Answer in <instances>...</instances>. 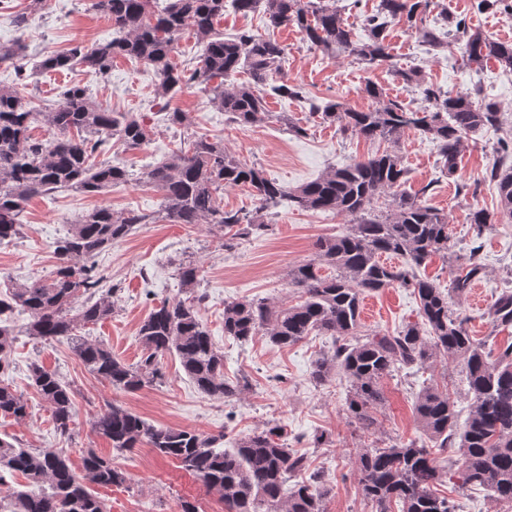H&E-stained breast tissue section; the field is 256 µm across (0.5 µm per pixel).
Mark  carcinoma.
Returning a JSON list of instances; mask_svg holds the SVG:
<instances>
[{
	"mask_svg": "<svg viewBox=\"0 0 512 512\" xmlns=\"http://www.w3.org/2000/svg\"><path fill=\"white\" fill-rule=\"evenodd\" d=\"M243 14L262 12L274 28L292 26L310 47L329 56L347 54L367 62L389 58L386 29L404 21L421 43L442 50L459 44L470 65L493 61L512 72V43L468 26L463 17L447 18L448 28L426 23L433 0H378L364 16V37L336 7V0H93L92 7L108 17L117 37L87 49L77 43L65 53L42 60L39 68L54 71L79 66L92 77H104L117 57L141 60L159 77L158 93L167 96L195 85L211 88L213 100L239 126H252L269 116L260 87L281 70L287 48L275 39L242 31L224 39L215 21L226 5ZM478 11L512 15L505 0H476ZM192 31L203 45L190 71L173 61L182 34ZM0 52V66H14L18 83L0 86V244L20 234L21 214L38 195L75 189L100 193L128 181V172L111 164L95 166L92 155L102 138H118L131 149L151 140L152 129L127 112H113L96 103L88 88L67 86L59 104L39 111L26 99L25 77L18 65L19 50ZM249 68L251 83L226 86L240 69ZM391 76L417 89L430 107L413 109L387 97L385 89L368 81L364 92L375 102L366 111L344 109L334 102L315 105L325 123L337 124L358 138L382 141L388 148L334 168L322 177L290 191L268 178L263 169L247 165L224 150L220 140L200 136L188 148L144 172L143 179L159 189V215L129 210L117 214L108 207L79 216L54 245L57 267L48 279L9 283L0 293V314L17 311L26 322L17 329L0 327V374L9 367L15 338L30 336L45 342L65 341L90 372L112 387L137 391L161 377V358L175 353L185 374L204 394L229 401L242 385L224 379V353L215 345L200 315L201 270L181 263L178 278L184 298L163 301L138 328L144 348L139 363L127 364L103 342L78 334L88 324L111 317L115 286L103 288L93 259L124 240L135 226L161 218L172 224H212L226 235L261 234L266 224L254 215L226 210L218 200L225 187L246 186L260 207L287 201L300 210L329 212L351 218L350 228L316 242L315 258L288 270L287 287L299 301L279 306L266 300L238 299L224 303V335L247 342L263 333L275 345H295L313 333L331 336V350L313 364L310 377L321 386L340 370L350 382L345 402L347 418L363 431L377 423L374 411L382 404L381 381L402 370L418 372L439 356L457 361L471 395L465 420L447 389L422 388L414 414L419 435L400 445L363 448L357 458V479L364 499L375 512H458V503L440 495L435 486L456 467L461 486L480 487L497 503L512 504V343L498 353L486 341L470 335L467 318L450 310L448 294L415 269L432 257L448 256V216L426 203L427 188L410 194L402 190L408 170L398 153L402 138L416 131L436 143L441 173L457 174L472 134L502 124L501 110L492 100H478L472 91L442 93L425 83L422 71L394 70ZM219 80L211 85L213 80ZM42 122L50 138L33 137ZM486 176L498 189L497 213L477 208L469 221L475 238L499 219L512 221V163L493 165ZM392 196L391 208L376 213L374 201ZM403 259L399 266L380 260L381 254ZM331 273L322 274L323 268ZM483 274L473 250L457 265L450 291L461 297ZM411 288L419 300V320L389 333H361L364 297L383 288ZM84 303L74 307L79 297ZM494 330L512 328V290L507 288L490 308ZM31 379L51 409L55 430L65 436L75 424L71 389L58 374L34 362ZM26 400L0 385V416L24 419ZM92 430L109 440L119 453L147 443L158 455L177 461L182 469L219 494L224 512H326L331 493L325 475L290 483L308 469L306 457L288 448L276 423L235 439L224 450L225 433L199 432L155 425L112 402L96 414ZM5 473H20L28 489L0 496V512H106L90 485L120 486L124 471L90 449L76 472L61 450L30 451L0 439V481Z\"/></svg>",
	"mask_w": 512,
	"mask_h": 512,
	"instance_id": "carcinoma-1",
	"label": "carcinoma"
}]
</instances>
